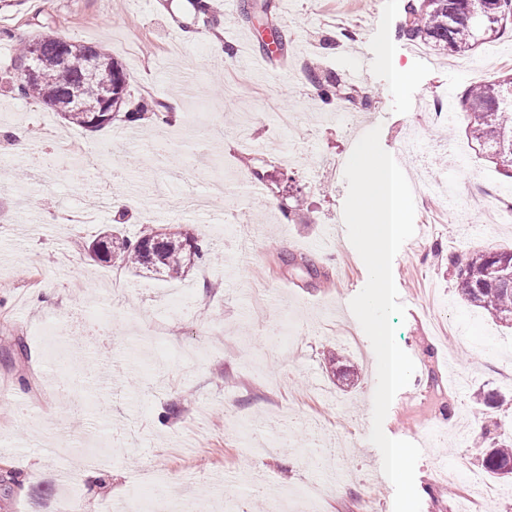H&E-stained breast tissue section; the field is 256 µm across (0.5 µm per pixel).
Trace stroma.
<instances>
[{"label":"stroma","mask_w":512,"mask_h":512,"mask_svg":"<svg viewBox=\"0 0 512 512\" xmlns=\"http://www.w3.org/2000/svg\"><path fill=\"white\" fill-rule=\"evenodd\" d=\"M268 4L283 49L253 67L268 34L241 11L221 7L214 26L192 0H22L0 9V512H64L77 495L83 512H131L136 475L197 501L199 512H278L271 488L332 479L322 512H393L394 487L369 440L377 383L372 345L349 303L367 268L337 240L346 159L369 130L410 184H429L430 210L396 255L393 277L406 297L396 339L416 370L383 422L393 439L422 447L415 484L421 512H457L460 487L444 482L442 461L473 466L474 451L512 438V406L484 416L474 391L512 394V329L461 300L452 259L477 248L512 249V223L485 221L483 200H512V178L474 151L464 127L465 89L512 71V31L473 55L454 56L398 38L404 0H254ZM218 32L232 57L212 53ZM58 36L98 46L128 77L122 106L160 101L180 114L172 126L122 119L98 131L69 127L82 155L66 156L47 134L54 108L14 88V46ZM392 36L401 64L416 74L402 101L387 89L376 46ZM349 73L367 63L370 79L352 99L323 104L305 65ZM453 119L423 122L426 147L404 141L423 105ZM30 133L18 150L16 132ZM171 146L164 169L150 147ZM467 153L474 178L448 163ZM52 159L39 180L14 182L32 153ZM122 206L97 210L104 193ZM91 222H65L67 212ZM203 240L214 256L170 281L116 271L89 251L112 224L130 237L142 214ZM312 256L320 277L301 265ZM127 286L111 291L113 276ZM100 313L99 343L67 312ZM295 327V349L267 352V332ZM343 351L348 375L334 378L329 353ZM110 383H100L104 370ZM447 430L433 445L428 427ZM273 444L257 458L255 443ZM98 481H89L87 468Z\"/></svg>","instance_id":"1"}]
</instances>
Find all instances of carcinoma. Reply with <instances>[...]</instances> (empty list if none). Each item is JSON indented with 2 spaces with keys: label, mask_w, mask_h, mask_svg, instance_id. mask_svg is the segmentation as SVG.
Listing matches in <instances>:
<instances>
[{
  "label": "carcinoma",
  "mask_w": 512,
  "mask_h": 512,
  "mask_svg": "<svg viewBox=\"0 0 512 512\" xmlns=\"http://www.w3.org/2000/svg\"><path fill=\"white\" fill-rule=\"evenodd\" d=\"M407 20L400 36L422 42L437 51H447L461 61L470 59L482 44L497 39L512 25V0H413L404 6ZM61 37L42 38V62L30 81L18 78L17 90L55 108L69 124L91 131L104 127L96 121L101 114L99 96L83 94L72 100L89 73V57L99 59L95 80L103 89L123 98L127 74L108 53L93 46L74 44L65 70L56 62ZM311 81L322 98L331 102L349 94L334 70H309ZM460 105L468 123L466 135L486 157L510 168L512 178V74L467 89ZM94 251L105 262L125 264L136 271L152 264V271L174 280L185 275L209 250L195 237L184 234L175 242L159 238L158 229L147 228L131 240L118 231L103 233L93 241ZM456 289L462 300L481 308L503 323L512 325V278L495 276L494 268L512 272V251L476 250L465 260L453 261ZM476 456L484 471L498 477L512 474V439L498 440L489 448H479Z\"/></svg>",
  "instance_id": "carcinoma-1"
}]
</instances>
